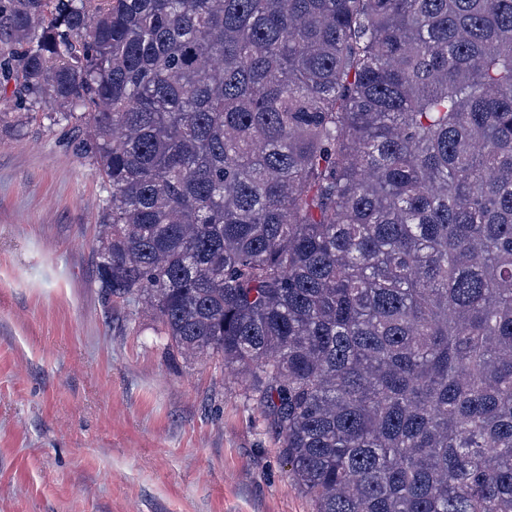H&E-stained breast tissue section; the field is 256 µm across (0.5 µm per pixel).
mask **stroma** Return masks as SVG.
Returning <instances> with one entry per match:
<instances>
[{"mask_svg":"<svg viewBox=\"0 0 512 512\" xmlns=\"http://www.w3.org/2000/svg\"><path fill=\"white\" fill-rule=\"evenodd\" d=\"M0 92V512H315L220 359L95 281L103 192Z\"/></svg>","mask_w":512,"mask_h":512,"instance_id":"35a3bbf8","label":"stroma"}]
</instances>
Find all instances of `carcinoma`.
Masks as SVG:
<instances>
[{
    "label": "carcinoma",
    "mask_w": 512,
    "mask_h": 512,
    "mask_svg": "<svg viewBox=\"0 0 512 512\" xmlns=\"http://www.w3.org/2000/svg\"><path fill=\"white\" fill-rule=\"evenodd\" d=\"M9 87L317 512H512V0H0Z\"/></svg>",
    "instance_id": "carcinoma-1"
}]
</instances>
